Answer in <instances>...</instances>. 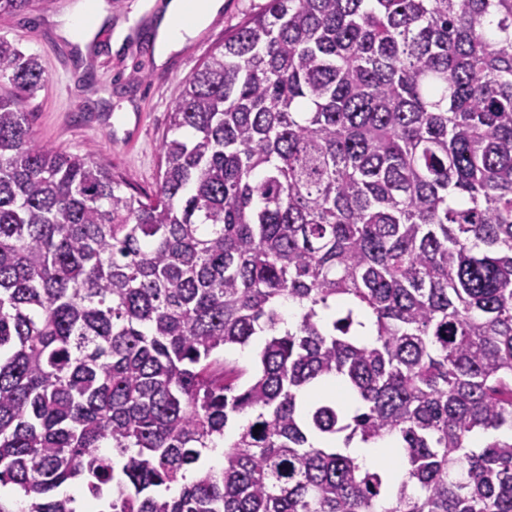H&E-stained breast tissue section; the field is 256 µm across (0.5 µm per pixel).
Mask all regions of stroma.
<instances>
[{"label": "stroma", "mask_w": 512, "mask_h": 512, "mask_svg": "<svg viewBox=\"0 0 512 512\" xmlns=\"http://www.w3.org/2000/svg\"><path fill=\"white\" fill-rule=\"evenodd\" d=\"M75 2L32 0L24 14L0 13V35L37 54L48 75L45 87L22 104L33 136L41 145L73 154L94 150L99 161L122 174L127 192L154 193L172 102L225 35L260 13L267 0H224L210 23L160 66L153 56L154 28L166 0H112L107 20L96 30L98 61L92 66L77 60L72 40L62 32ZM120 20L136 21V32L114 53L109 43ZM126 110L139 116L141 130L117 147L113 125Z\"/></svg>", "instance_id": "1"}]
</instances>
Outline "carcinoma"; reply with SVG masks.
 I'll return each instance as SVG.
<instances>
[{
    "instance_id": "cac0c4a2",
    "label": "carcinoma",
    "mask_w": 512,
    "mask_h": 512,
    "mask_svg": "<svg viewBox=\"0 0 512 512\" xmlns=\"http://www.w3.org/2000/svg\"><path fill=\"white\" fill-rule=\"evenodd\" d=\"M2 80L26 512L76 480L103 512H512V0H268L186 80L145 197L35 140L47 76L0 35ZM387 437L400 477L347 452Z\"/></svg>"
}]
</instances>
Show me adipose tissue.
Wrapping results in <instances>:
<instances>
[{
    "instance_id": "1",
    "label": "adipose tissue",
    "mask_w": 512,
    "mask_h": 512,
    "mask_svg": "<svg viewBox=\"0 0 512 512\" xmlns=\"http://www.w3.org/2000/svg\"><path fill=\"white\" fill-rule=\"evenodd\" d=\"M224 0H168L157 24L155 59L169 54L194 37L222 8Z\"/></svg>"
}]
</instances>
